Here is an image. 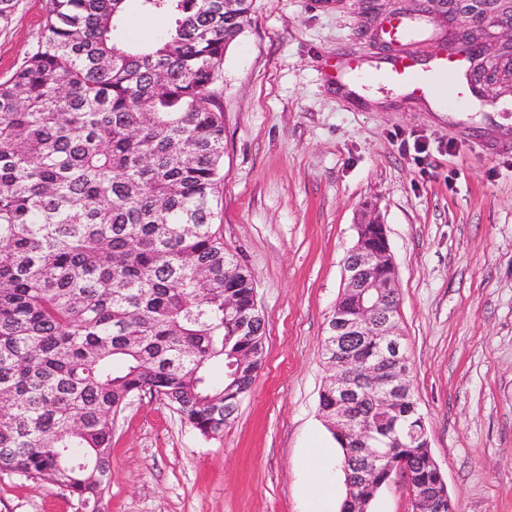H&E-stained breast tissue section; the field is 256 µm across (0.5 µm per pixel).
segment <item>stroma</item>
<instances>
[{
    "mask_svg": "<svg viewBox=\"0 0 512 512\" xmlns=\"http://www.w3.org/2000/svg\"><path fill=\"white\" fill-rule=\"evenodd\" d=\"M423 2L422 60L471 27L476 0H253L224 55L218 229L252 273L265 357L222 435L206 438L157 398L115 418L100 512H309L302 463L333 465L324 512L345 494L319 413L328 321L364 210L398 271L412 391L457 512H512V29L488 24L492 85L466 111L325 81L339 59L402 52L384 29ZM44 0L0 31V79L36 41ZM0 512H85L68 491L0 472Z\"/></svg>",
    "mask_w": 512,
    "mask_h": 512,
    "instance_id": "stroma-1",
    "label": "stroma"
}]
</instances>
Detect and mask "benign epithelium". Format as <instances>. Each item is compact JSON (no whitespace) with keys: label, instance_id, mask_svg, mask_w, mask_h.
Here are the masks:
<instances>
[{"label":"benign epithelium","instance_id":"obj_1","mask_svg":"<svg viewBox=\"0 0 512 512\" xmlns=\"http://www.w3.org/2000/svg\"><path fill=\"white\" fill-rule=\"evenodd\" d=\"M381 223L368 218L357 225L358 241L344 263V290L352 297L356 313L335 310L329 320L334 335L331 346L335 374L331 378L336 388V434L354 443L355 447H371L373 434L358 421L356 412L363 395H368L377 411L384 417L400 409L409 397V365L392 317L391 298L383 288L381 273L394 265L389 248L369 242L371 232ZM360 336H381L384 345L381 357L372 362L354 359V342ZM384 452L376 450L359 463L343 467L349 489L348 501L354 503V512H368L371 501L357 497L354 491L368 487L380 491L396 477L406 479L409 490H414L413 474L404 462L384 467ZM412 512H456L450 496L432 498L426 494L411 495Z\"/></svg>","mask_w":512,"mask_h":512}]
</instances>
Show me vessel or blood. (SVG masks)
<instances>
[{"instance_id":"obj_1","label":"vessel or blood","mask_w":512,"mask_h":512,"mask_svg":"<svg viewBox=\"0 0 512 512\" xmlns=\"http://www.w3.org/2000/svg\"><path fill=\"white\" fill-rule=\"evenodd\" d=\"M463 67L464 59L460 56L437 55L424 64L415 55L403 52L388 61L384 70L373 71L371 77L385 79L412 94L434 92L443 97L451 95L461 99L465 96L459 83Z\"/></svg>"}]
</instances>
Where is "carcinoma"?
Listing matches in <instances>:
<instances>
[{"mask_svg": "<svg viewBox=\"0 0 512 512\" xmlns=\"http://www.w3.org/2000/svg\"><path fill=\"white\" fill-rule=\"evenodd\" d=\"M19 2L0 0V30ZM129 2L45 0L35 45L0 81V472L48 480L90 512L130 398L148 392L216 436L264 354L253 276L214 228L216 84L251 0H136L172 19L141 46L124 36ZM415 406L376 440L416 425ZM319 408L332 421L327 385ZM422 443L386 453L437 495Z\"/></svg>", "mask_w": 512, "mask_h": 512, "instance_id": "obj_1", "label": "carcinoma"}]
</instances>
